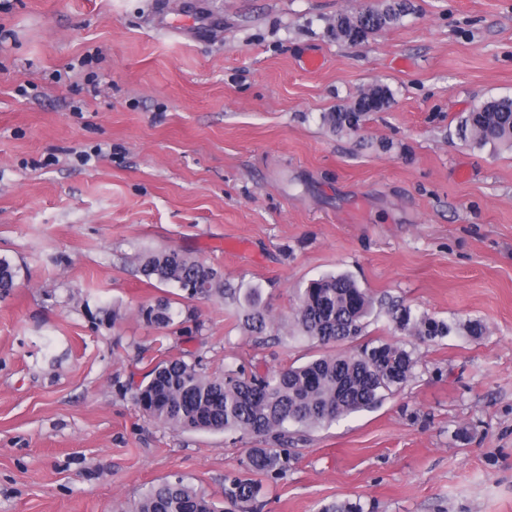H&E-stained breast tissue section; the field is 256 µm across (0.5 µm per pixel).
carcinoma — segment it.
<instances>
[{
  "instance_id": "1",
  "label": "carcinoma",
  "mask_w": 512,
  "mask_h": 512,
  "mask_svg": "<svg viewBox=\"0 0 512 512\" xmlns=\"http://www.w3.org/2000/svg\"><path fill=\"white\" fill-rule=\"evenodd\" d=\"M391 100L385 86L364 91L349 107L327 112L323 121L332 132H357L365 117ZM463 138L478 145H512V98L490 99L474 107L460 122ZM146 280L173 285L181 299L218 296L235 308L237 326L261 344L274 329L269 308L259 290H241L224 279L221 269L177 251H147L137 256ZM18 268L0 258V293L15 287ZM374 299L346 273L330 274L309 283L296 298L293 332L326 348L303 365L257 369L247 374L226 367L204 370L202 359L190 352L159 359L136 385L134 399L156 423L182 432H241L261 437L266 448L251 450L246 466L252 472L281 473L288 466L284 446L300 431L330 423L377 406L413 376L417 359L405 347L368 340V318ZM182 311L177 301L158 297L142 304L137 316L147 326L168 331ZM389 329L423 340L443 339L451 332L444 321L418 314L404 304L389 309ZM260 488L253 480H224V502L218 507L204 492L182 477L150 486L121 512H248Z\"/></svg>"
}]
</instances>
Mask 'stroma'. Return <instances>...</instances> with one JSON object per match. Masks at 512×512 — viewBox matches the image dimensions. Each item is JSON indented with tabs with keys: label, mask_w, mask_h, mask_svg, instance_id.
I'll return each mask as SVG.
<instances>
[{
	"label": "stroma",
	"mask_w": 512,
	"mask_h": 512,
	"mask_svg": "<svg viewBox=\"0 0 512 512\" xmlns=\"http://www.w3.org/2000/svg\"><path fill=\"white\" fill-rule=\"evenodd\" d=\"M411 2L349 43L337 16L383 0H0V258L19 269L0 295V512H113L175 476L222 500L261 439L165 428L131 380L181 351L210 372L320 355L293 302L337 273L378 299L370 335L413 350L414 375L300 432L285 474H254L258 512H512V148L459 132L512 97V0ZM375 85L391 102L358 132L323 124ZM148 250L260 288L276 342L216 296L159 337L137 316L171 292L139 273ZM389 300L451 334L388 332Z\"/></svg>",
	"instance_id": "stroma-1"
}]
</instances>
